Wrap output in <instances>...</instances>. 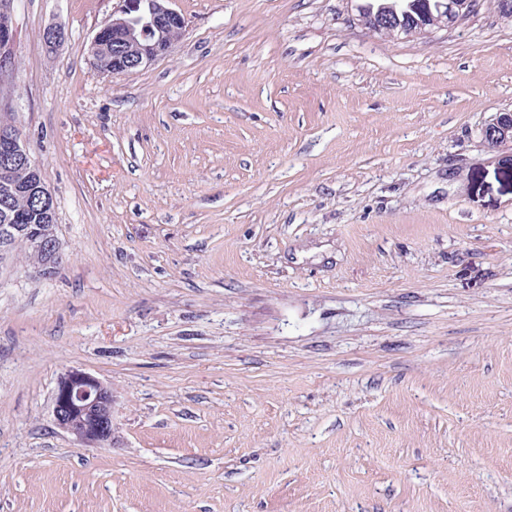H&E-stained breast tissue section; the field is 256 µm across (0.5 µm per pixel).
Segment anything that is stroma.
<instances>
[{
    "instance_id": "obj_1",
    "label": "stroma",
    "mask_w": 512,
    "mask_h": 512,
    "mask_svg": "<svg viewBox=\"0 0 512 512\" xmlns=\"http://www.w3.org/2000/svg\"><path fill=\"white\" fill-rule=\"evenodd\" d=\"M358 4L173 0V50L111 78L119 0H17L66 257L0 266V512H512V20ZM69 369L114 445L56 426ZM433 3V0H428ZM428 1L416 2L419 6L426 3V23L420 26V34H429L433 29L448 28L462 21L466 11H463L465 4L456 0H436L431 8ZM400 19L406 20L409 23L413 22V20H411L410 17L406 18V17H404V15L402 13L400 14V18H399L396 8L394 6H392V7L390 6L385 9H382L376 18L372 17L371 21L363 20L361 22L367 29H369L373 33L394 35L395 31L397 30V26L394 24L395 23L399 24ZM412 32H413V29H411L407 26H401L397 30L396 33L401 34V33H412ZM483 137L491 145L512 142V113H499L492 122L485 126ZM112 390L94 375L79 369L63 373L53 395L56 425L89 447L115 441Z\"/></svg>"
}]
</instances>
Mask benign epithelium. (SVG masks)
I'll list each match as a JSON object with an SVG mask.
<instances>
[{"label":"benign epithelium","mask_w":512,"mask_h":512,"mask_svg":"<svg viewBox=\"0 0 512 512\" xmlns=\"http://www.w3.org/2000/svg\"><path fill=\"white\" fill-rule=\"evenodd\" d=\"M112 13L92 37L89 52L92 63L102 74L119 78L150 67L177 43L174 28L184 29V18L170 7L171 0H120ZM461 0H434L426 7V23L419 33L448 28L462 21L465 11ZM395 7H387L363 25L373 33H411L402 26ZM15 40L14 0H0V89L11 87L16 73L13 69ZM485 141L491 145L512 142V113L502 112L483 129ZM0 141L17 164L4 167V173L24 182L40 171L15 126L0 127ZM29 243L37 255L33 273L50 277L63 262L62 242L52 224H42L30 231ZM114 396L112 390L94 375L79 369L63 373L53 395V416L56 425L89 447H104L115 441L112 421Z\"/></svg>","instance_id":"1"}]
</instances>
